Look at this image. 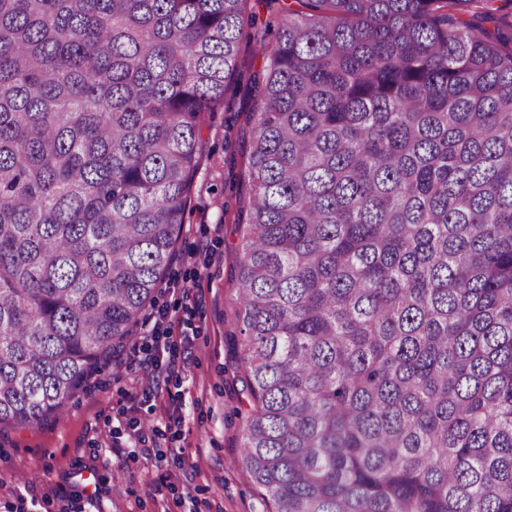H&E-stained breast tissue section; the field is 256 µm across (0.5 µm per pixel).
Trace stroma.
<instances>
[{
    "label": "stroma",
    "mask_w": 512,
    "mask_h": 512,
    "mask_svg": "<svg viewBox=\"0 0 512 512\" xmlns=\"http://www.w3.org/2000/svg\"><path fill=\"white\" fill-rule=\"evenodd\" d=\"M257 24L240 60L265 68L260 41H273L280 15L268 0H249ZM232 111L207 115L208 161L196 177L178 252L135 336L101 364L66 404L36 427L0 431V512L19 498L38 512H260L256 491L238 464L242 406L231 379L238 253L247 216L249 116L258 99L230 89ZM232 142H225V131ZM170 328V350L186 371L161 376L147 402L132 395L153 353L158 319ZM191 493L194 504L184 501Z\"/></svg>",
    "instance_id": "35a3bbf8"
}]
</instances>
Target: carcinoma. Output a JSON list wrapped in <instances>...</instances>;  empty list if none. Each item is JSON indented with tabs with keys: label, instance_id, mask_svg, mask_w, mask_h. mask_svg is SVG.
<instances>
[{
	"label": "carcinoma",
	"instance_id": "carcinoma-1",
	"mask_svg": "<svg viewBox=\"0 0 512 512\" xmlns=\"http://www.w3.org/2000/svg\"><path fill=\"white\" fill-rule=\"evenodd\" d=\"M0 0V428L62 413L253 113L242 468L264 512H512V0ZM278 6V4H275L274 8H270V4L266 0L248 1V12H252L256 16L257 21L255 28L251 32L258 34V36L255 35L254 37L251 36V38L244 39L241 43L240 60L242 65L249 71L258 73L265 69V59L258 52L259 42L262 37L266 43H272L280 19L276 9Z\"/></svg>",
	"mask_w": 512,
	"mask_h": 512
}]
</instances>
